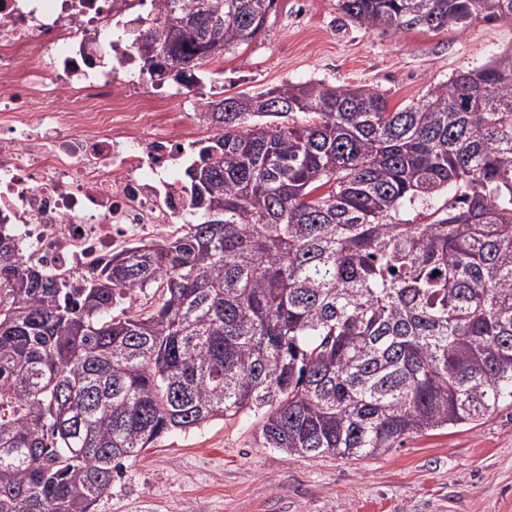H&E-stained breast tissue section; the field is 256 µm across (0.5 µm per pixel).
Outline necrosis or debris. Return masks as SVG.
I'll use <instances>...</instances> for the list:
<instances>
[{
  "mask_svg": "<svg viewBox=\"0 0 512 512\" xmlns=\"http://www.w3.org/2000/svg\"><path fill=\"white\" fill-rule=\"evenodd\" d=\"M125 11L126 0H0V224L25 259L68 280L193 215L171 171L200 121L130 94L122 42L112 62L91 61L94 34ZM62 84L63 112L50 106Z\"/></svg>",
  "mask_w": 512,
  "mask_h": 512,
  "instance_id": "4bbe7bcc",
  "label": "necrosis or debris"
}]
</instances>
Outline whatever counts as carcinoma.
<instances>
[{
    "instance_id": "cac0c4a2",
    "label": "carcinoma",
    "mask_w": 512,
    "mask_h": 512,
    "mask_svg": "<svg viewBox=\"0 0 512 512\" xmlns=\"http://www.w3.org/2000/svg\"><path fill=\"white\" fill-rule=\"evenodd\" d=\"M275 4L152 0L131 47L189 89ZM336 10L512 26V0ZM208 106L178 235L73 286L0 225V512H94L122 459L240 413L265 448L360 460L512 405V49L397 110L321 81Z\"/></svg>"
}]
</instances>
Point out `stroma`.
Listing matches in <instances>:
<instances>
[{
    "label": "stroma",
    "instance_id": "35a3bbf8",
    "mask_svg": "<svg viewBox=\"0 0 512 512\" xmlns=\"http://www.w3.org/2000/svg\"><path fill=\"white\" fill-rule=\"evenodd\" d=\"M509 48L508 25L394 34L360 27L336 0H277L265 31L225 54L219 80L156 90L145 79L133 93L156 90L180 108L322 81L373 89L395 110ZM261 442L250 413L166 435L123 460L95 512H512V406L359 461L291 457Z\"/></svg>",
    "mask_w": 512,
    "mask_h": 512
}]
</instances>
